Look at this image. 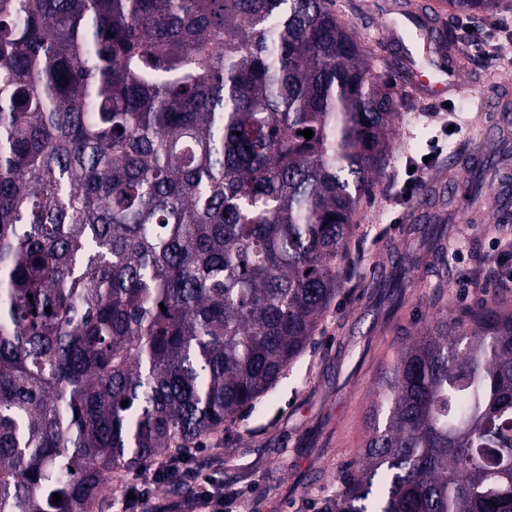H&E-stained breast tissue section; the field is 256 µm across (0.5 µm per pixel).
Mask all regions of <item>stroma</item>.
Returning a JSON list of instances; mask_svg holds the SVG:
<instances>
[{"instance_id": "stroma-1", "label": "stroma", "mask_w": 512, "mask_h": 512, "mask_svg": "<svg viewBox=\"0 0 512 512\" xmlns=\"http://www.w3.org/2000/svg\"><path fill=\"white\" fill-rule=\"evenodd\" d=\"M333 9L354 28L402 105L387 167L374 177L373 192L355 216L343 289L314 344L271 393L203 439L206 452L193 465L223 482L224 512H313L315 502L334 496L362 451L378 380L402 341L432 319V294L440 293L452 314L491 298L494 282L479 289L472 279L493 266L499 245L512 242L495 219L462 224L449 216L455 231L448 240L447 285L436 288L435 274L426 273L423 287L408 289L399 309L376 306L372 290L394 252L404 248V228L432 213L435 193L455 191L460 159L477 167L496 164L512 73L504 74L496 56L431 52L427 36L457 30L459 23L435 0H333ZM447 73L453 79L440 101L417 80ZM471 87L484 93L485 119L478 123ZM412 171L419 180L409 199H400Z\"/></svg>"}]
</instances>
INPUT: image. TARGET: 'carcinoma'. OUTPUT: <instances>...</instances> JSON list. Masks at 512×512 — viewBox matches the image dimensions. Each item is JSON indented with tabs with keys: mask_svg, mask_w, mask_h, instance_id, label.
Instances as JSON below:
<instances>
[{
	"mask_svg": "<svg viewBox=\"0 0 512 512\" xmlns=\"http://www.w3.org/2000/svg\"><path fill=\"white\" fill-rule=\"evenodd\" d=\"M330 2L0 0V512H94L314 343L401 106ZM500 154L442 208H507ZM407 238L380 306L444 265L438 212ZM371 411L320 512H512V303L441 308Z\"/></svg>",
	"mask_w": 512,
	"mask_h": 512,
	"instance_id": "cac0c4a2",
	"label": "carcinoma"
}]
</instances>
